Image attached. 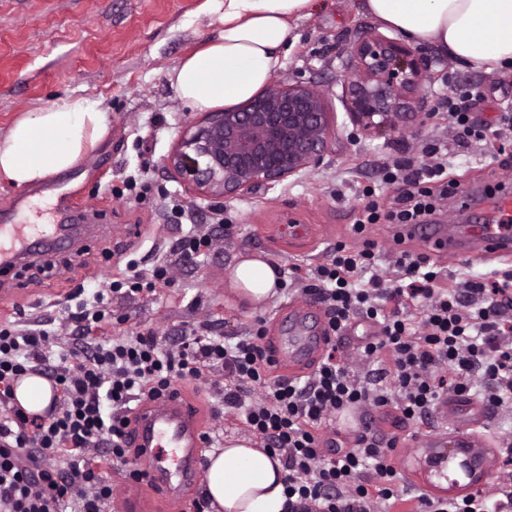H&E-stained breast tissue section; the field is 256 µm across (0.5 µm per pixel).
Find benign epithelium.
I'll use <instances>...</instances> for the list:
<instances>
[{"label":"benign epithelium","instance_id":"obj_1","mask_svg":"<svg viewBox=\"0 0 512 512\" xmlns=\"http://www.w3.org/2000/svg\"><path fill=\"white\" fill-rule=\"evenodd\" d=\"M425 67L404 42L379 34L356 41L346 75L350 115L365 135L398 129L419 97ZM335 128L324 93L304 82L273 83L243 105L208 112L164 159L197 198L236 199L317 164ZM495 451L476 437L434 438L417 465L448 483L456 498L481 483Z\"/></svg>","mask_w":512,"mask_h":512}]
</instances>
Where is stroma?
Wrapping results in <instances>:
<instances>
[{
    "label": "stroma",
    "mask_w": 512,
    "mask_h": 512,
    "mask_svg": "<svg viewBox=\"0 0 512 512\" xmlns=\"http://www.w3.org/2000/svg\"><path fill=\"white\" fill-rule=\"evenodd\" d=\"M203 0H0V132L21 115L49 106L61 97L101 100L109 116L105 141L70 171L47 179L48 189L17 188L0 181V207L19 197L27 203L15 217L19 224H57L58 194L76 203L73 221L93 225L79 252L46 255L48 274L18 279L16 271L0 273V289L22 281L25 292L0 308V325L20 328L42 325L59 343H66L75 324L66 317L78 287L107 288L137 261L149 273L182 233L196 228L211 241L209 252L171 267L172 284L156 294L113 298L102 336L121 329L151 332L164 341L208 329L237 336L264 327L273 333L278 318L297 287L278 291L265 305L253 307L230 290L227 272L240 256L257 254L280 265H313L325 261L337 242H376L378 265L390 273L400 247L386 224L367 228L357 237L353 225L366 193L380 206L393 201L379 191L383 163L403 156L431 163L430 147H448V176L472 187V201L452 196L437 203L436 221L463 225L484 211L486 184L512 190V166L498 167L497 142L462 143L459 129L430 116L418 101L399 129L384 137H363L349 116L345 75L350 47L379 26L357 8L358 0H323L322 8L298 24L288 42L284 64L275 81L313 83L335 114L336 130L322 161L303 175L232 201L194 199L163 164L181 132L202 118L171 86L168 72L186 54L219 31L197 22ZM425 63V86L450 82L458 89L480 85L486 102L473 108L475 120L491 122L500 106L512 103V67L486 70L442 56L430 46L417 49ZM149 167L152 191L134 201L129 177ZM233 225L225 236V225ZM218 371L203 384L188 388L207 429L224 438L244 437V430L213 418V389ZM432 434L481 436L489 447L512 439V414H492L481 403L451 414L436 409Z\"/></svg>",
    "instance_id": "obj_1"
}]
</instances>
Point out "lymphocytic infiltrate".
<instances>
[{
    "label": "lymphocytic infiltrate",
    "mask_w": 512,
    "mask_h": 512,
    "mask_svg": "<svg viewBox=\"0 0 512 512\" xmlns=\"http://www.w3.org/2000/svg\"><path fill=\"white\" fill-rule=\"evenodd\" d=\"M481 87L468 96L436 91L432 112L443 111L450 125L485 140L484 129L469 119L471 104L483 102ZM433 165L415 166L404 157L381 168L383 186H395L393 207L368 201L353 226L364 238L354 247L337 243L329 262L303 270L292 280L324 305L328 323L342 334L355 319L373 327L358 349L373 369L361 379L331 346L309 375L284 379L266 362L265 331L245 336H195L176 348L153 334L93 337L112 296L152 293L170 285V264L150 275L134 263L95 291L92 305L71 313L79 330L66 349L53 353L47 330L0 326V512H103L112 487L98 478L104 463L125 468L129 404L158 398L172 382L196 383L219 368L224 387L215 415L256 435L276 454L286 473V512H394L412 503V512H488L480 494L435 498L400 489L394 457L401 431L421 430L444 395L477 396L496 412L512 413V271L459 282L444 280L427 255L406 248L383 278L376 244L364 236L367 225L397 227L426 223L434 211L432 185L448 171L442 144L433 145ZM38 374L56 389L50 417H33L13 404V387ZM349 447L326 435L336 415L363 407ZM398 413L396 432L373 428L374 412Z\"/></svg>",
    "instance_id": "f902f5d3"
}]
</instances>
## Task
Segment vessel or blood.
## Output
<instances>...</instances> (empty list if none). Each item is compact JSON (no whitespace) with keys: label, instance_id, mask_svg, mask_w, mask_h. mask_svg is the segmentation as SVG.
<instances>
[{"label":"vessel or blood","instance_id":"vessel-or-blood-1","mask_svg":"<svg viewBox=\"0 0 512 512\" xmlns=\"http://www.w3.org/2000/svg\"><path fill=\"white\" fill-rule=\"evenodd\" d=\"M18 208L15 202L0 208V269L15 266L18 256L30 252L45 233L37 225L12 223ZM495 211L496 221L472 225L470 236L479 251L508 260L512 258V195L498 198ZM413 234L425 239L430 251L439 256L460 252L457 242L439 233L436 225L417 227ZM290 311L289 321L265 339L273 373L288 377L313 371L334 339L328 323L308 324L310 304L291 303ZM130 418V458L136 474L128 493L113 503L114 512L142 508L146 488L164 498L172 512H180L186 491L198 484L202 474L201 450L206 442L197 405L176 384L160 398L134 409Z\"/></svg>","mask_w":512,"mask_h":512}]
</instances>
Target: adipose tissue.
I'll return each instance as SVG.
<instances>
[{
    "instance_id": "adipose-tissue-1",
    "label": "adipose tissue",
    "mask_w": 512,
    "mask_h": 512,
    "mask_svg": "<svg viewBox=\"0 0 512 512\" xmlns=\"http://www.w3.org/2000/svg\"><path fill=\"white\" fill-rule=\"evenodd\" d=\"M319 0H204L199 16L219 23L215 38L168 73L177 95L198 111L252 98L283 65L294 23ZM383 29L429 43L479 67L512 65V0H359ZM109 133L99 100L63 97L20 116L0 133V180L21 188L75 167ZM229 283L254 305L276 292V272L248 254L230 267ZM281 461L248 439L208 456L205 489L214 512H284Z\"/></svg>"
}]
</instances>
